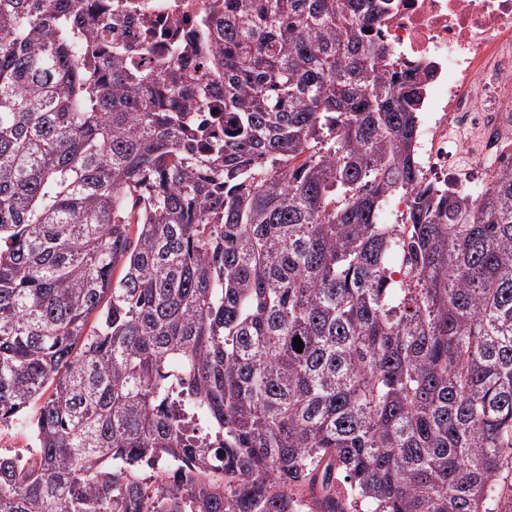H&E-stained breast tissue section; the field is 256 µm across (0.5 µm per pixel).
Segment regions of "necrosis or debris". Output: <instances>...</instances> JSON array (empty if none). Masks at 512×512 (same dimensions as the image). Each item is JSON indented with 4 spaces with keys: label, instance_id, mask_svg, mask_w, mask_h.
Returning <instances> with one entry per match:
<instances>
[{
    "label": "necrosis or debris",
    "instance_id": "4bbe7bcc",
    "mask_svg": "<svg viewBox=\"0 0 512 512\" xmlns=\"http://www.w3.org/2000/svg\"><path fill=\"white\" fill-rule=\"evenodd\" d=\"M142 2L178 32L195 25L198 0ZM382 37L433 72L417 142L427 174L466 197L512 172V0H390Z\"/></svg>",
    "mask_w": 512,
    "mask_h": 512
}]
</instances>
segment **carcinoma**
Returning a JSON list of instances; mask_svg holds the SVG:
<instances>
[{
  "mask_svg": "<svg viewBox=\"0 0 512 512\" xmlns=\"http://www.w3.org/2000/svg\"><path fill=\"white\" fill-rule=\"evenodd\" d=\"M387 2L0 0V512H512V172L423 177ZM200 0H142L145 17L165 22L178 34L192 29L196 22L195 4ZM37 405L30 407L23 418L14 420L6 426L0 425V428L7 427L11 430L12 437L4 442L3 447H21L22 453H26L28 448H31L33 443V435L31 432L30 422L35 418ZM0 446V453L6 455H13L19 453V448H3Z\"/></svg>",
  "mask_w": 512,
  "mask_h": 512,
  "instance_id": "1",
  "label": "carcinoma"
}]
</instances>
